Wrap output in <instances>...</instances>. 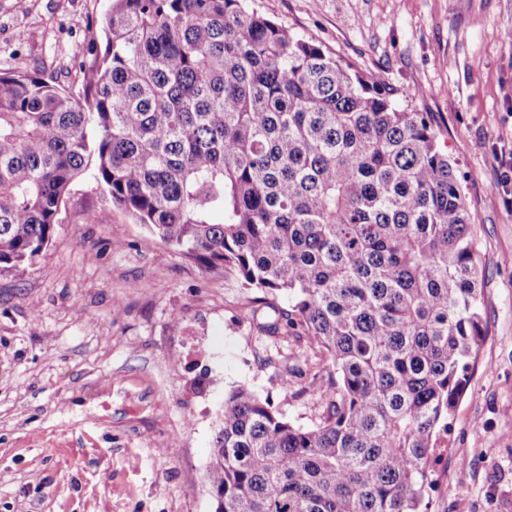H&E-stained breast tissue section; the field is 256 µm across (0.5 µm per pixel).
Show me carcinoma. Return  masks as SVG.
Listing matches in <instances>:
<instances>
[{"instance_id":"cac0c4a2","label":"carcinoma","mask_w":512,"mask_h":512,"mask_svg":"<svg viewBox=\"0 0 512 512\" xmlns=\"http://www.w3.org/2000/svg\"><path fill=\"white\" fill-rule=\"evenodd\" d=\"M104 32L82 95L0 71V276L35 263L93 168L148 241L236 271L262 332L326 354L314 426L244 387L224 399L215 512H427L485 335L472 216L431 122L246 0H113Z\"/></svg>"}]
</instances>
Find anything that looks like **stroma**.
Instances as JSON below:
<instances>
[{"instance_id": "1", "label": "stroma", "mask_w": 512, "mask_h": 512, "mask_svg": "<svg viewBox=\"0 0 512 512\" xmlns=\"http://www.w3.org/2000/svg\"><path fill=\"white\" fill-rule=\"evenodd\" d=\"M431 119L483 268L487 335L425 494L429 512H512V0H248ZM111 0H0V69L76 85ZM92 173L40 259L0 277V512H215L206 481L225 394L323 419V354L265 336L256 293L160 243ZM300 367L281 388L282 359Z\"/></svg>"}]
</instances>
